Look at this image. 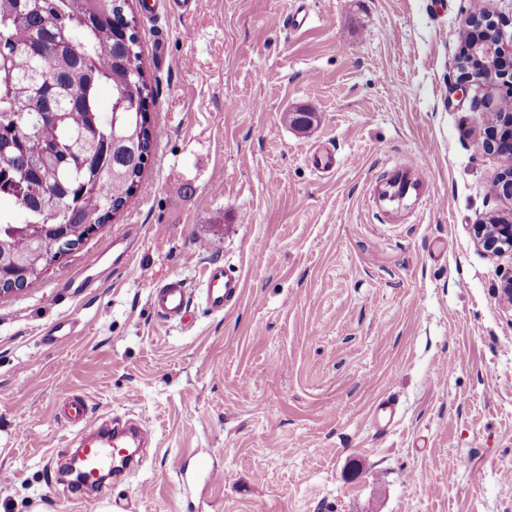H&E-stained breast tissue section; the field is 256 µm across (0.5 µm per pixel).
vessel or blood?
<instances>
[{"label": "vessel or blood", "instance_id": "b4317fda", "mask_svg": "<svg viewBox=\"0 0 512 512\" xmlns=\"http://www.w3.org/2000/svg\"><path fill=\"white\" fill-rule=\"evenodd\" d=\"M206 303L211 311L220 312L232 301L238 300L242 283L236 276L228 274L223 265L212 264L206 271ZM152 301L156 312L165 319L182 318L190 297L182 282L173 279L156 285ZM68 416L85 429L86 434L77 446L83 456L84 470L77 484L80 493H87L101 479L104 472L120 475L132 461L128 451L140 448L148 441L144 432L120 426L105 428L99 425L84 400L77 397L68 406Z\"/></svg>", "mask_w": 512, "mask_h": 512}]
</instances>
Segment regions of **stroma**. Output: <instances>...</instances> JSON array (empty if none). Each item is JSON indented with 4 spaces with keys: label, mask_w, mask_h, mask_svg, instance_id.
<instances>
[{
    "label": "stroma",
    "mask_w": 512,
    "mask_h": 512,
    "mask_svg": "<svg viewBox=\"0 0 512 512\" xmlns=\"http://www.w3.org/2000/svg\"><path fill=\"white\" fill-rule=\"evenodd\" d=\"M154 2L136 203L0 297V512H512V255L471 235L512 210L480 145L506 89L459 88L471 0H308L298 30L293 0ZM214 262L243 284L221 313ZM171 279L182 321L150 304ZM72 395L155 442L87 502L61 473ZM184 459L221 479L184 486Z\"/></svg>",
    "instance_id": "1"
}]
</instances>
